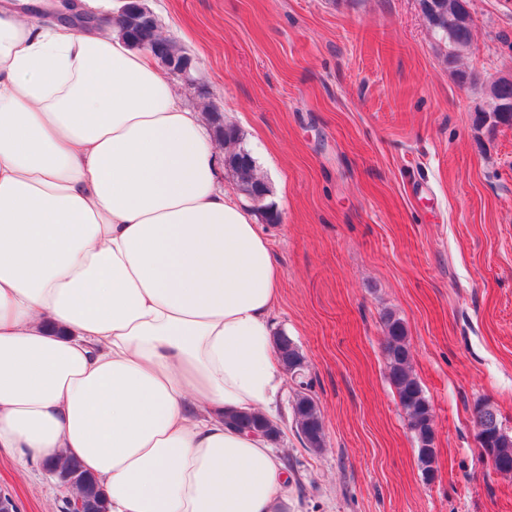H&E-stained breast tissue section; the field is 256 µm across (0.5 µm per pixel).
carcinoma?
<instances>
[{"label": "carcinoma", "instance_id": "obj_1", "mask_svg": "<svg viewBox=\"0 0 512 512\" xmlns=\"http://www.w3.org/2000/svg\"><path fill=\"white\" fill-rule=\"evenodd\" d=\"M433 9H422L429 29L438 40L448 46L445 61L448 70L456 75L458 82L464 84L469 75L456 68L461 53L471 49L473 44V26L462 25L453 30L448 28V16L454 14L457 0H432ZM122 30L128 40L137 48L149 46L160 47L157 60L165 67L181 60L186 52L173 40L161 39L157 36L158 23H142V19L133 14L124 13L121 19ZM211 124L218 139L224 142V166L232 172L237 185L256 206L265 219L273 223L278 213L273 205L265 203L271 194V188L258 174L256 162L250 153L241 146L238 129L224 123L222 113L213 111L210 115ZM386 329L384 353L386 358L387 377L395 389L398 402L407 416L410 432L417 446V463L422 472L430 470L435 462L436 448L432 444L433 414L432 406L424 393L417 377L410 367V343L403 320L391 311L383 315ZM281 363L288 367L293 375L304 370L306 365L303 353L297 347L288 348V356L279 357ZM293 417L295 427L303 445L311 450L324 447L325 433L320 410L314 398L300 390L294 401ZM482 433L487 435L495 448L494 468L498 471H512V434L504 430L495 410L487 403L476 406ZM231 423L239 429L251 427L262 428L266 434L277 432V427L258 415L232 417ZM50 473L60 486L77 489L81 497L92 508V512H108L107 500L98 481L78 464L64 461L56 466L48 467Z\"/></svg>", "mask_w": 512, "mask_h": 512}]
</instances>
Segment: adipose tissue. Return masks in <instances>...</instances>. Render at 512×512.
I'll list each match as a JSON object with an SVG mask.
<instances>
[{
    "label": "adipose tissue",
    "instance_id": "adipose-tissue-1",
    "mask_svg": "<svg viewBox=\"0 0 512 512\" xmlns=\"http://www.w3.org/2000/svg\"><path fill=\"white\" fill-rule=\"evenodd\" d=\"M202 113L117 24L0 0V452L109 512H301L269 439L278 272Z\"/></svg>",
    "mask_w": 512,
    "mask_h": 512
}]
</instances>
